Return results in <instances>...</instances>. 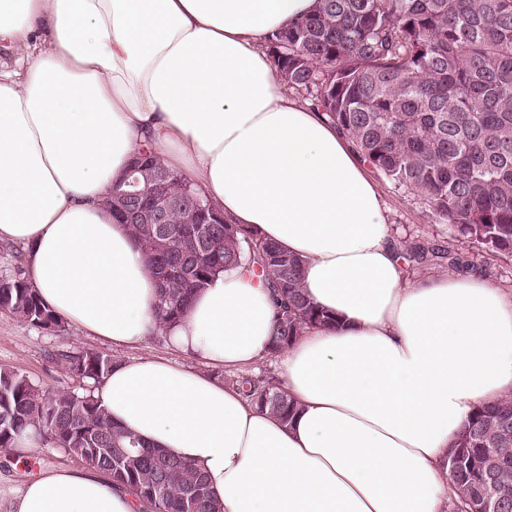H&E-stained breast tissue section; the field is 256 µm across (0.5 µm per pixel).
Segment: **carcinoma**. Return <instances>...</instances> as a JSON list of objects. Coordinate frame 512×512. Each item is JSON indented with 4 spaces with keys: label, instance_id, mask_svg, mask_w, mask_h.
<instances>
[{
    "label": "carcinoma",
    "instance_id": "obj_1",
    "mask_svg": "<svg viewBox=\"0 0 512 512\" xmlns=\"http://www.w3.org/2000/svg\"><path fill=\"white\" fill-rule=\"evenodd\" d=\"M288 85L352 144L372 171L421 201L432 218L491 256L512 257V0H315L303 18L267 37ZM138 197L112 188V216L129 226L157 279L162 329L180 320L190 298L224 270L247 265L269 280L275 313L269 356L307 326L337 320L302 288V260L224 220L191 179L148 151L137 154ZM177 202L156 220L157 194ZM0 273V311L34 328L65 331L25 276L22 255ZM411 267L474 269L468 252L414 243ZM57 363L81 383L52 391L0 368V449L34 435L61 448L145 502L151 512H223L205 476L180 457L149 448L112 424L91 395L117 362L96 350L61 349ZM227 384L283 423L298 408L271 375H231ZM506 463L496 484L489 464ZM458 494L450 512H512V398L479 406L448 450Z\"/></svg>",
    "mask_w": 512,
    "mask_h": 512
}]
</instances>
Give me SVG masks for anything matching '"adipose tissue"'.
Here are the masks:
<instances>
[{"label": "adipose tissue", "instance_id": "ef3b65f1", "mask_svg": "<svg viewBox=\"0 0 512 512\" xmlns=\"http://www.w3.org/2000/svg\"><path fill=\"white\" fill-rule=\"evenodd\" d=\"M314 0H0V241L64 321L134 348L158 290L102 198L149 147L225 218L298 256L336 317L280 356L290 424L207 368L265 358L266 282L219 273L168 328L189 368L120 361L94 397L113 424L189 461L224 512H445L467 417L512 395V300L477 277L407 280L349 140L288 95L263 48ZM92 470L49 469L8 512H146Z\"/></svg>", "mask_w": 512, "mask_h": 512}]
</instances>
